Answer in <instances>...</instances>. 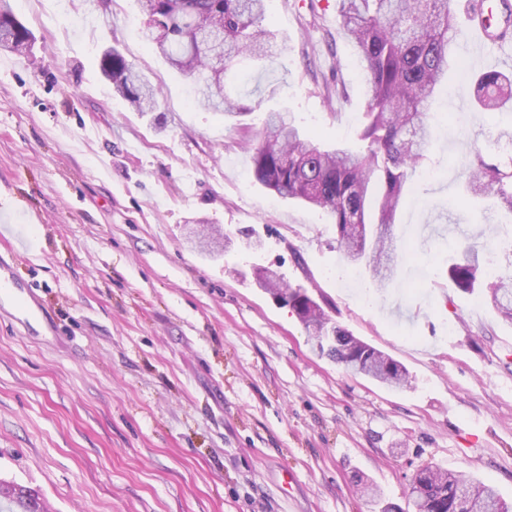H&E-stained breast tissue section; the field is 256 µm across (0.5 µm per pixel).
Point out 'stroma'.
I'll return each instance as SVG.
<instances>
[{"label": "stroma", "instance_id": "stroma-1", "mask_svg": "<svg viewBox=\"0 0 512 512\" xmlns=\"http://www.w3.org/2000/svg\"><path fill=\"white\" fill-rule=\"evenodd\" d=\"M452 3L464 66L431 114L379 288L323 211L256 181L248 151L274 111L322 145L359 146L365 84L336 0H264L282 50L273 68L243 63L251 79L230 89L254 110L237 121L132 34L138 0H10L32 45L0 51V231L23 244L15 274L55 328L27 332L0 305V479L50 512H382L433 465L512 502V325L448 279L462 242L512 232L460 195L470 148L512 123L475 111L470 76L512 69V42L474 46L471 0ZM113 47L159 85L160 120L102 73ZM258 266L401 362L408 386L318 357Z\"/></svg>", "mask_w": 512, "mask_h": 512}]
</instances>
